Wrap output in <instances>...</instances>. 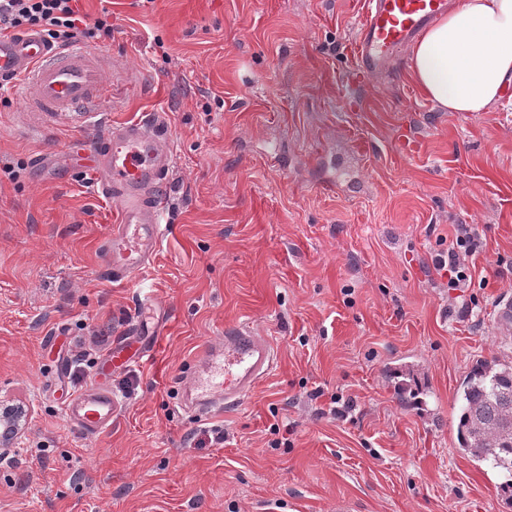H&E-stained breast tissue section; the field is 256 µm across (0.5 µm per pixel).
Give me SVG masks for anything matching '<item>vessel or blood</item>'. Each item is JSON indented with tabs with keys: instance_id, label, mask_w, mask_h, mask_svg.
<instances>
[{
	"instance_id": "1",
	"label": "vessel or blood",
	"mask_w": 512,
	"mask_h": 512,
	"mask_svg": "<svg viewBox=\"0 0 512 512\" xmlns=\"http://www.w3.org/2000/svg\"><path fill=\"white\" fill-rule=\"evenodd\" d=\"M448 11V0H365L355 41L351 82L361 84L390 69L398 53L425 27ZM98 55L81 46L54 48L38 32L0 38V80L20 88L27 108L67 114L88 112L105 95ZM161 116L113 126L92 172L103 193L118 204L119 220L102 245L104 268L116 281L137 276L158 251L166 226L165 181L172 156ZM150 353V336L133 328L130 339L114 343L100 360L99 376L71 395L64 413L81 435L110 429L120 401L107 381L130 357ZM276 352L268 338L242 326L209 340L183 381L180 401L203 421L238 406L272 370Z\"/></svg>"
}]
</instances>
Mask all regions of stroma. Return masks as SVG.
<instances>
[{
  "mask_svg": "<svg viewBox=\"0 0 512 512\" xmlns=\"http://www.w3.org/2000/svg\"><path fill=\"white\" fill-rule=\"evenodd\" d=\"M110 14L98 111H27L0 88V403L23 404L0 459V512H512L498 473L457 450V389L512 359V102L445 112L401 58L346 106L363 0H80ZM167 120V231L137 280L112 281L113 202L75 162L113 125ZM361 139V193L336 154ZM485 242L450 290L433 257L453 225ZM163 336L130 370L108 430L66 422L59 361L126 335L141 287ZM241 324L277 352L223 418L180 406L209 338ZM322 389L323 397L309 394ZM351 398L346 419L331 396ZM219 429L223 442L203 441Z\"/></svg>",
  "mask_w": 512,
  "mask_h": 512,
  "instance_id": "35a3bbf8",
  "label": "stroma"
}]
</instances>
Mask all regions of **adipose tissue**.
Listing matches in <instances>:
<instances>
[{
  "mask_svg": "<svg viewBox=\"0 0 512 512\" xmlns=\"http://www.w3.org/2000/svg\"><path fill=\"white\" fill-rule=\"evenodd\" d=\"M410 71L448 112H487L512 77V0H460L413 45Z\"/></svg>",
  "mask_w": 512,
  "mask_h": 512,
  "instance_id": "adipose-tissue-1",
  "label": "adipose tissue"
}]
</instances>
